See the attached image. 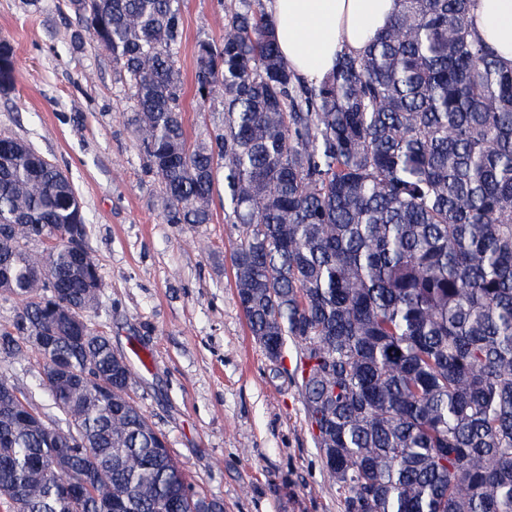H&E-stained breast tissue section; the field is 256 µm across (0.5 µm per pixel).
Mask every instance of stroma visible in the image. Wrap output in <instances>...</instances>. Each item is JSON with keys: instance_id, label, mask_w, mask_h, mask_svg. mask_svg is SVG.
<instances>
[{"instance_id": "obj_1", "label": "stroma", "mask_w": 512, "mask_h": 512, "mask_svg": "<svg viewBox=\"0 0 512 512\" xmlns=\"http://www.w3.org/2000/svg\"><path fill=\"white\" fill-rule=\"evenodd\" d=\"M231 2L181 0L182 116L192 141L217 120L194 94V48L222 37ZM1 38L15 47L18 73L14 89L0 92V135L31 143L78 189L105 284L92 322L126 357L130 396L188 481L224 512H344L308 429L295 349L271 362L238 305V230L224 218L223 183L212 223H164L160 184L129 123L133 102L65 0H0ZM41 363L33 352L0 356V378L50 414Z\"/></svg>"}]
</instances>
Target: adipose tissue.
<instances>
[{"instance_id":"ef3b65f1","label":"adipose tissue","mask_w":512,"mask_h":512,"mask_svg":"<svg viewBox=\"0 0 512 512\" xmlns=\"http://www.w3.org/2000/svg\"><path fill=\"white\" fill-rule=\"evenodd\" d=\"M396 0H269L283 56L307 80L325 76L342 52H355L392 20ZM475 33L512 67V0H472Z\"/></svg>"}]
</instances>
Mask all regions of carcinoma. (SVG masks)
Returning <instances> with one entry per match:
<instances>
[{
	"mask_svg": "<svg viewBox=\"0 0 512 512\" xmlns=\"http://www.w3.org/2000/svg\"><path fill=\"white\" fill-rule=\"evenodd\" d=\"M471 0H397L389 25L319 81L280 54L262 0H238L194 52L195 94L219 109L188 141L180 0H68L112 55L167 224H209L219 171L238 227L235 288L266 354L295 368L315 447L345 512H512V68L472 29ZM16 82L0 40V92ZM0 297H25L0 354L53 330L40 380L59 416L31 427L0 402L9 512H224L197 492L129 395L134 375L91 327L103 282L88 218L60 168L0 137ZM69 294L54 301L49 286ZM82 318L85 340L71 339ZM83 485L74 506L44 461ZM106 470V490L85 487Z\"/></svg>",
	"mask_w": 512,
	"mask_h": 512,
	"instance_id": "cac0c4a2",
	"label": "carcinoma"
}]
</instances>
